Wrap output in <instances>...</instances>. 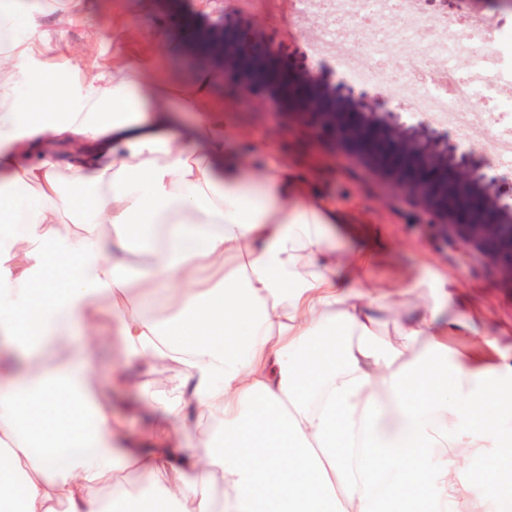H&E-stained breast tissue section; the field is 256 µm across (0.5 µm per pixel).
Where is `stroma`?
Returning <instances> with one entry per match:
<instances>
[{
    "label": "stroma",
    "instance_id": "obj_1",
    "mask_svg": "<svg viewBox=\"0 0 512 512\" xmlns=\"http://www.w3.org/2000/svg\"><path fill=\"white\" fill-rule=\"evenodd\" d=\"M215 9L211 0H82L74 12L66 0H44L35 21L43 35L42 57L50 63L65 62L93 75L114 58L139 55L156 61L159 77L190 86L206 69L188 59L181 31ZM249 14L267 38L282 44L291 65L321 60L333 66L331 55L318 46L319 16L299 12L289 0H253ZM345 53L368 72L361 87L372 96L389 93V73L406 67L400 59L377 63L357 41ZM210 96L223 111L228 146L242 156L247 173L287 166L301 178L307 198L333 205L337 252L355 257L372 251L351 287L372 306L382 335L394 336L397 317H414L431 304L433 282L445 277L456 288L448 316L471 320L469 330L451 337L449 346L463 351L488 340L512 356V286L500 282L478 252L434 238L402 194L340 158L311 130L275 117L262 98L217 82L211 83Z\"/></svg>",
    "mask_w": 512,
    "mask_h": 512
}]
</instances>
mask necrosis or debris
I'll list each match as a JSON object with an SVG mask.
<instances>
[{
  "instance_id": "1",
  "label": "necrosis or debris",
  "mask_w": 512,
  "mask_h": 512,
  "mask_svg": "<svg viewBox=\"0 0 512 512\" xmlns=\"http://www.w3.org/2000/svg\"><path fill=\"white\" fill-rule=\"evenodd\" d=\"M437 0H304V10L326 16V47L339 69L362 78L344 53L349 39L367 32V56L383 63L397 57L410 62L407 71L393 73L398 94L421 111H437L452 125L467 128L474 101L490 103L486 124L501 143L496 161L500 171L512 173V25L496 16L441 15L442 37L428 35L426 20ZM441 59L447 75L440 87L426 84L421 62Z\"/></svg>"
}]
</instances>
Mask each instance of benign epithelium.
I'll return each mask as SVG.
<instances>
[{"mask_svg": "<svg viewBox=\"0 0 512 512\" xmlns=\"http://www.w3.org/2000/svg\"><path fill=\"white\" fill-rule=\"evenodd\" d=\"M227 3L193 44L214 62L212 76L267 99L275 113L315 131L344 156L383 177L429 217L444 240L479 252L512 285V185L463 136L433 126L388 95L373 99L324 68L281 67V46Z\"/></svg>", "mask_w": 512, "mask_h": 512, "instance_id": "benign-epithelium-1", "label": "benign epithelium"}]
</instances>
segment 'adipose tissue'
<instances>
[{"mask_svg":"<svg viewBox=\"0 0 512 512\" xmlns=\"http://www.w3.org/2000/svg\"><path fill=\"white\" fill-rule=\"evenodd\" d=\"M29 13L0 0V512H512V362L449 349L450 281L383 338L335 211L294 206L287 168L248 176L206 83L50 68ZM159 300L171 320L141 312ZM159 361L156 397L126 369ZM130 387L150 423L121 434L104 398ZM176 378L175 370L161 365L156 366L150 375L143 377L150 390L158 395L167 393Z\"/></svg>","mask_w":512,"mask_h":512,"instance_id":"1","label":"adipose tissue"}]
</instances>
